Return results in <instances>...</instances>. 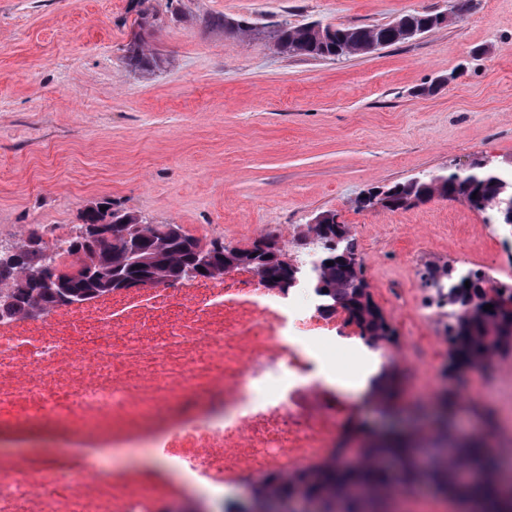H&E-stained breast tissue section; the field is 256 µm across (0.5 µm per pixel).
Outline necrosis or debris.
I'll list each match as a JSON object with an SVG mask.
<instances>
[{
  "label": "necrosis or debris",
  "mask_w": 512,
  "mask_h": 512,
  "mask_svg": "<svg viewBox=\"0 0 512 512\" xmlns=\"http://www.w3.org/2000/svg\"><path fill=\"white\" fill-rule=\"evenodd\" d=\"M351 337L344 311L248 269L0 319V512H216L225 490L345 460V395L321 370ZM42 424L85 455L2 453ZM106 448L155 457L109 471Z\"/></svg>",
  "instance_id": "obj_1"
}]
</instances>
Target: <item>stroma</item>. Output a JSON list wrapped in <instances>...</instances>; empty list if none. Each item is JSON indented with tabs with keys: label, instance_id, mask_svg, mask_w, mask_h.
I'll use <instances>...</instances> for the list:
<instances>
[{
	"label": "stroma",
	"instance_id": "stroma-1",
	"mask_svg": "<svg viewBox=\"0 0 512 512\" xmlns=\"http://www.w3.org/2000/svg\"><path fill=\"white\" fill-rule=\"evenodd\" d=\"M164 63L123 60L129 0H0V242L75 232L100 201L233 247L274 236L288 256L314 217L349 225L373 298L399 334L400 368L446 387L442 327L425 265L512 282V246L464 201L361 209L371 188L476 158L512 170V0H149ZM437 9L448 25L336 60L286 57L280 23L378 25ZM248 20L242 37L209 26ZM459 427L512 395V355L465 372Z\"/></svg>",
	"mask_w": 512,
	"mask_h": 512
}]
</instances>
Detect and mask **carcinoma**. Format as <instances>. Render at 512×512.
Instances as JSON below:
<instances>
[{
    "label": "carcinoma",
    "instance_id": "obj_1",
    "mask_svg": "<svg viewBox=\"0 0 512 512\" xmlns=\"http://www.w3.org/2000/svg\"><path fill=\"white\" fill-rule=\"evenodd\" d=\"M130 7L138 31L127 45L125 61L134 70L151 72L163 64L146 40V34L159 25V18L146 0H130ZM442 16L439 10L415 11L386 24L338 25L334 29L306 23L277 32L275 47L281 54L307 59H336L351 49L367 54L442 28ZM385 190L380 202L387 210L409 208L436 195L448 197L488 214L486 223L498 224L512 235V218L496 208L497 201L512 198V175L480 160L461 171L427 173L394 182ZM324 215L325 223L307 225L297 238L303 255L311 256L309 262L289 260L281 248L269 254L234 248L214 254L202 278L221 280L230 268H248L266 285L278 280L289 289L295 287L294 281L306 279L322 314L343 309L364 344L386 352L398 345L399 336L373 298L357 239L348 225L332 222L335 213L326 211ZM105 220L124 225L127 237L86 240L77 235L61 247L50 248L41 234L31 231L16 240L14 251L0 253V298L12 300V319L27 320L34 308L45 313L66 304L67 297L91 300L109 295L129 282L164 285L195 268L200 252L216 244L214 240L202 242L179 224H142L135 213L114 209L107 201L82 213L87 224ZM64 254L76 258L81 267L78 275L50 288L29 287L31 272L50 260L62 261ZM329 261L333 265H327ZM423 279L435 290L437 305L448 306V323L443 327L448 378L512 353V283L493 285L481 269L451 265L428 267ZM487 304L492 305L489 311L484 310ZM399 377L394 362H382L372 379L369 399L390 411ZM438 403L442 413L429 435L414 430L388 431L350 462L302 470L289 477L273 487L271 501L279 505V512H388L387 499L396 492L426 486L445 496L464 498L471 512H512V493L503 488L499 476V462L505 455L485 450L481 434L456 428V391H442ZM299 497L305 504L302 511L296 508Z\"/></svg>",
    "mask_w": 512,
    "mask_h": 512
}]
</instances>
